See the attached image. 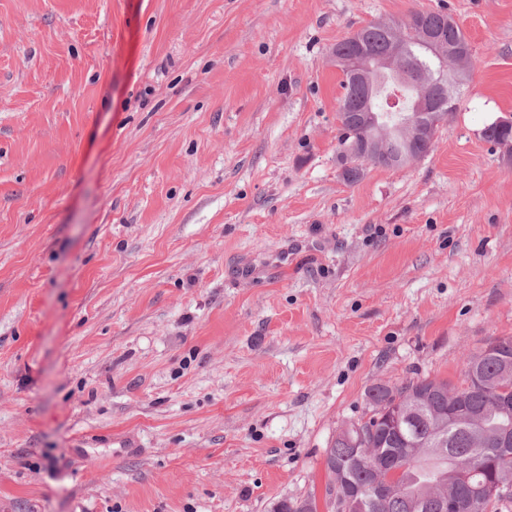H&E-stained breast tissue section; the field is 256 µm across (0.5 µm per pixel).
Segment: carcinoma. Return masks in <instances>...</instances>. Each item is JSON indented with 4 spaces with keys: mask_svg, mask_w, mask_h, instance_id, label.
<instances>
[{
    "mask_svg": "<svg viewBox=\"0 0 512 512\" xmlns=\"http://www.w3.org/2000/svg\"><path fill=\"white\" fill-rule=\"evenodd\" d=\"M410 20L443 33L448 47L469 52L468 42L451 18L439 12H418ZM402 69L411 83L385 86L377 99L378 110L398 116L414 111V82L424 72L432 74V111H448V77L439 72L437 58L416 43L411 27H405ZM392 34L382 24L370 23L336 43V53L345 59L364 54L373 60L386 55ZM342 101L352 111L360 110L366 93L358 85L340 83ZM339 159L343 178L356 182L364 164L398 169L405 146L388 139L367 161L345 150L353 141L364 140L357 124H343ZM484 136L497 144L512 141V127L497 123L485 128ZM512 365V336L499 338L472 355L467 363V385L451 388L448 382L429 377L410 379L399 386H375L368 390L369 417L341 430L326 453V495L332 512H343V496L354 486H364L378 477L387 480L385 493L364 502L362 512H441L438 493L453 487L464 505L495 484L497 478H512V466L495 455L490 441L504 427L512 428V392L498 391L485 380L498 374L503 364ZM452 392L458 407L466 410L459 418L448 416Z\"/></svg>",
    "mask_w": 512,
    "mask_h": 512,
    "instance_id": "cac0c4a2",
    "label": "carcinoma"
}]
</instances>
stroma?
<instances>
[{
	"label": "stroma",
	"instance_id": "1",
	"mask_svg": "<svg viewBox=\"0 0 512 512\" xmlns=\"http://www.w3.org/2000/svg\"><path fill=\"white\" fill-rule=\"evenodd\" d=\"M429 11L461 100L347 182L331 52ZM511 115L512 0H0V512H327L369 388L512 336Z\"/></svg>",
	"mask_w": 512,
	"mask_h": 512
}]
</instances>
